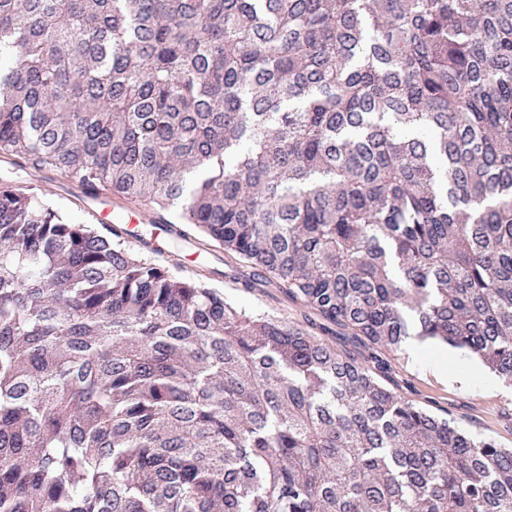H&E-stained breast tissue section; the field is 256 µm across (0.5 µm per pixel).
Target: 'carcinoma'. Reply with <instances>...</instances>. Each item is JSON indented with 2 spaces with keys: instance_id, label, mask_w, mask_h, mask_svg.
I'll return each instance as SVG.
<instances>
[{
  "instance_id": "carcinoma-1",
  "label": "carcinoma",
  "mask_w": 512,
  "mask_h": 512,
  "mask_svg": "<svg viewBox=\"0 0 512 512\" xmlns=\"http://www.w3.org/2000/svg\"><path fill=\"white\" fill-rule=\"evenodd\" d=\"M0 153L512 382V0H0ZM127 234L0 184V512H512V448Z\"/></svg>"
}]
</instances>
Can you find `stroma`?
Wrapping results in <instances>:
<instances>
[{"mask_svg":"<svg viewBox=\"0 0 512 512\" xmlns=\"http://www.w3.org/2000/svg\"><path fill=\"white\" fill-rule=\"evenodd\" d=\"M1 179L45 198L75 223L91 221L79 192L61 193L62 179L54 172L37 170L21 158L0 154ZM216 259V254L208 253L206 245L197 241L187 244L179 253L168 252L160 257L164 265L185 278L196 272L205 273ZM208 284L220 290L225 300L251 313L276 317L306 330L319 321L302 300L289 298L281 289L269 287L247 292L225 278L209 279ZM325 339L365 368L381 369L382 382L396 396L452 421L474 437H489L502 447L512 448V385L484 367L477 357L436 341L422 343L417 351L408 345L390 352L338 328L326 333ZM443 351L448 354L449 374L470 375V384H447L428 371L427 362Z\"/></svg>","mask_w":512,"mask_h":512,"instance_id":"stroma-1","label":"stroma"}]
</instances>
